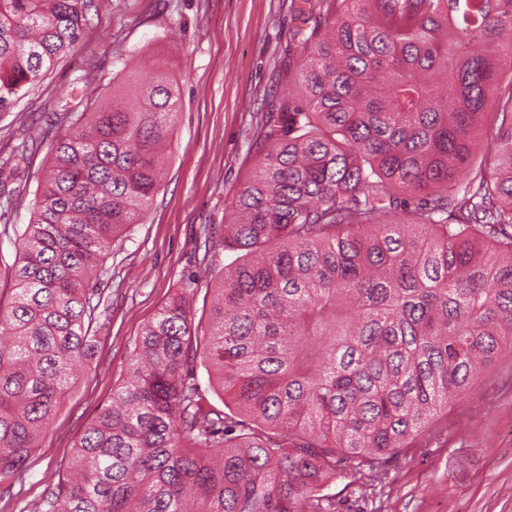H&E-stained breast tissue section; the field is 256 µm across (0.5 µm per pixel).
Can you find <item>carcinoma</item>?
<instances>
[{"mask_svg": "<svg viewBox=\"0 0 512 512\" xmlns=\"http://www.w3.org/2000/svg\"><path fill=\"white\" fill-rule=\"evenodd\" d=\"M231 219L135 342L34 512H336L512 357V0H326ZM92 0H0V110L80 41ZM48 127L0 304V485L96 342L104 260L145 221L179 85ZM497 103L495 132L482 120ZM224 251L235 253L228 263ZM213 283L207 325L190 305ZM207 367L224 408L194 382Z\"/></svg>", "mask_w": 512, "mask_h": 512, "instance_id": "1", "label": "carcinoma"}]
</instances>
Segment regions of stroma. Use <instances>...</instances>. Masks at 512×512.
<instances>
[{
    "mask_svg": "<svg viewBox=\"0 0 512 512\" xmlns=\"http://www.w3.org/2000/svg\"><path fill=\"white\" fill-rule=\"evenodd\" d=\"M79 44L43 80L0 111V161L56 123L110 104L131 72L172 75L178 122L165 178L144 223L113 249L98 286L97 341L42 432L24 470L0 486V512H33L49 480L126 375L145 325L196 268L199 229L230 218L229 204L259 155L255 138L301 61L292 38L300 0H94ZM46 149L12 183V225L27 223ZM338 512H512V360L478 380L391 464L389 480Z\"/></svg>",
    "mask_w": 512,
    "mask_h": 512,
    "instance_id": "1",
    "label": "stroma"
}]
</instances>
